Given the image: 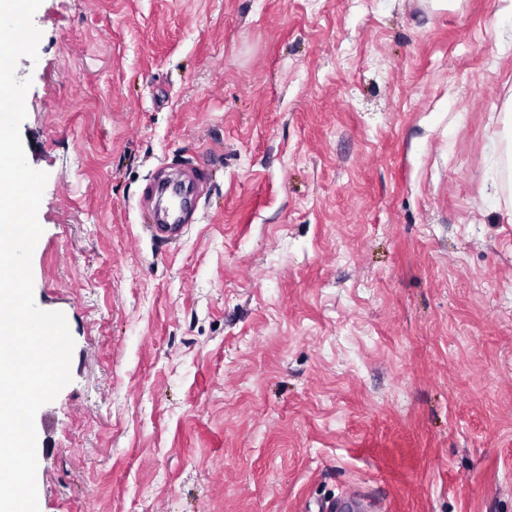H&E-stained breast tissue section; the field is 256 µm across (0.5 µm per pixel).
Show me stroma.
I'll use <instances>...</instances> for the list:
<instances>
[{"label":"stroma","mask_w":512,"mask_h":512,"mask_svg":"<svg viewBox=\"0 0 512 512\" xmlns=\"http://www.w3.org/2000/svg\"><path fill=\"white\" fill-rule=\"evenodd\" d=\"M20 136L71 382L39 512H512V0H42ZM203 187L179 245L161 176Z\"/></svg>","instance_id":"obj_1"}]
</instances>
